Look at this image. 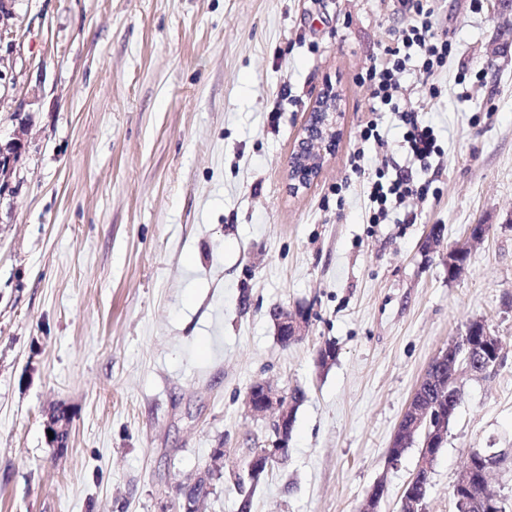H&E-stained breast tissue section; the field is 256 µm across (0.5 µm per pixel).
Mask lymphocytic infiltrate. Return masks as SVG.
I'll return each instance as SVG.
<instances>
[{"mask_svg":"<svg viewBox=\"0 0 512 512\" xmlns=\"http://www.w3.org/2000/svg\"><path fill=\"white\" fill-rule=\"evenodd\" d=\"M408 23L389 30L380 57L362 67L358 82L374 102L360 126L358 143L350 156V171L366 176L369 221L385 224L392 210L403 209L405 223H415L418 208L428 199L429 172L440 164L444 150L434 128L421 115V109L402 93L406 74H414L427 96L440 98L437 76L448 65L452 43L441 32L435 0H400ZM394 115L402 133L400 149L409 161L402 167L395 161L388 142L381 134L385 114ZM374 150L377 162L366 168L367 150Z\"/></svg>","mask_w":512,"mask_h":512,"instance_id":"f902f5d3","label":"lymphocytic infiltrate"}]
</instances>
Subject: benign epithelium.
Masks as SVG:
<instances>
[{
  "mask_svg": "<svg viewBox=\"0 0 512 512\" xmlns=\"http://www.w3.org/2000/svg\"><path fill=\"white\" fill-rule=\"evenodd\" d=\"M340 113V95L328 84L320 91L315 104L314 119L304 129L298 150L289 164L288 178L291 190L297 191L307 186L305 179L297 174L296 163L304 161L310 153L323 158L332 150L336 141L335 133ZM20 146L21 143L17 140L0 144V177L8 175L10 163ZM275 321L281 338L285 341L290 343L303 339V316L282 308ZM488 336L486 330L477 336L474 330L469 329L464 335L451 340L448 347L437 356L435 374L431 378L425 377L424 382L431 383L432 388L442 392L443 398L432 401L419 392L413 394L394 434L391 443L393 451L388 457L390 463L398 462L406 448L413 444L416 435L424 434V448L421 449L417 469L404 488L403 499L420 502L427 496L436 457L435 449L442 447L445 442L448 419L454 416L460 404V388L448 384V378H454L464 372H482L487 359L492 356L491 347L487 343ZM247 404L251 412L257 416L274 414L275 433L281 441V445L259 449L249 458L248 476L256 484L282 459L284 443L288 441L292 428L293 401H285L268 385L259 383L249 392ZM71 421L72 416L69 412L58 410L51 412L45 422V429L53 432L51 443L61 450L67 447ZM503 457L504 453L501 451L476 449L471 451L469 460L475 461L484 471L489 472L500 464ZM223 459L224 449H212L210 464L191 481V484H211Z\"/></svg>",
  "mask_w": 512,
  "mask_h": 512,
  "instance_id": "7a95c632",
  "label": "benign epithelium"
}]
</instances>
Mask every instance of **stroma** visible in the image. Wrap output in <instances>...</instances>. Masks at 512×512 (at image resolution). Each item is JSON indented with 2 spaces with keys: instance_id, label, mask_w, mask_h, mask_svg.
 <instances>
[{
  "instance_id": "obj_1",
  "label": "stroma",
  "mask_w": 512,
  "mask_h": 512,
  "mask_svg": "<svg viewBox=\"0 0 512 512\" xmlns=\"http://www.w3.org/2000/svg\"><path fill=\"white\" fill-rule=\"evenodd\" d=\"M437 7L455 47L443 95L403 84L441 170L415 223L372 224L348 166L371 106L357 74L404 21L397 0H14L0 142L23 147L0 187V512H174L215 448L205 512H237L244 492L252 512H358L379 482V512H399L419 452L389 463L393 434L478 320L502 361L457 377L425 512H457L476 448L506 451L490 483L512 512V0ZM328 82L336 146L294 193L290 156ZM279 307L306 316L302 340H278ZM259 382L305 397L287 460L254 485L250 452L276 441L247 408ZM60 407L62 451L45 434ZM72 416L67 411H53L51 412L45 422V432L48 437L47 430L53 432V439H49L51 443L59 448L61 451L67 447V440L70 430Z\"/></svg>"
}]
</instances>
